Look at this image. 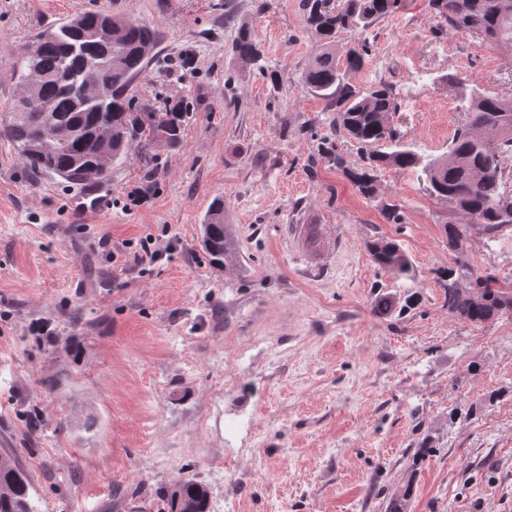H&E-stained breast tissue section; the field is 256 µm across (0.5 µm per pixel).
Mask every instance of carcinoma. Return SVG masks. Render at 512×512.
<instances>
[{"label":"carcinoma","mask_w":512,"mask_h":512,"mask_svg":"<svg viewBox=\"0 0 512 512\" xmlns=\"http://www.w3.org/2000/svg\"><path fill=\"white\" fill-rule=\"evenodd\" d=\"M436 16L455 33L476 34L512 53V0H429ZM308 25L322 37V44L302 76L313 96L334 111L332 125L366 152V165L346 172L359 192L371 199L376 173L383 167L418 171L426 190L448 210L468 223L481 224L494 235L512 228V201L503 190L501 159L512 152V100L484 88H472L464 97L466 121L448 143V151L425 156L402 140L391 125L401 98L396 85L383 80L368 87L351 82L349 74L361 68L370 46L360 40L338 49L339 33H361L372 21L397 12L403 0H303ZM112 29L116 40L107 46L92 32ZM160 40L156 30L130 17L103 12L81 13L38 32L16 60L17 91L8 111L16 121L0 128V137L17 147L25 166L38 173L56 175L73 184L89 182L87 173L108 157L112 165L124 162L134 143L147 149L158 141L168 146L181 142L189 102L183 98L164 105L160 112H133L130 91L143 73L149 55ZM237 58L265 73L273 88L280 76L266 72L262 54L250 31L239 30ZM100 57V77L111 88L110 96L81 105L77 91L87 74V61ZM38 73L36 89L49 110L30 112L24 105L27 78ZM204 248L219 267L237 265L231 225L224 223V202L214 203L203 224ZM373 262L401 277L413 265L395 239L375 237L366 242ZM468 278L473 288L458 287ZM490 273L473 271L460 262L445 274L443 288L448 309L471 323L481 324L503 313H512V290L497 287ZM27 473L11 460L0 462V512H36ZM412 485L390 502L389 512H407ZM204 486L184 480L170 492V512H209Z\"/></svg>","instance_id":"cac0c4a2"}]
</instances>
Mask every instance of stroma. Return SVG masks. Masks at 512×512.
<instances>
[{"label":"stroma","mask_w":512,"mask_h":512,"mask_svg":"<svg viewBox=\"0 0 512 512\" xmlns=\"http://www.w3.org/2000/svg\"><path fill=\"white\" fill-rule=\"evenodd\" d=\"M88 11L161 36L134 111L184 95L193 107L180 144L133 146L98 183L102 208L72 207L87 186L31 172L0 138V452L38 512H169L184 479L212 512H387L408 482L409 512H512V314L470 323L440 279L462 260L512 289V232L467 224L452 248L454 216L417 173L381 168L367 199L320 160L328 142L345 169L363 165L303 86L320 37L302 0H0V113L19 48ZM243 26L280 90L239 64ZM364 36L352 81L402 88L390 122L420 153L447 151L466 90L512 98V56L440 30L428 0ZM218 199L228 272L201 244ZM373 237L403 246L412 278L375 267ZM146 246L165 253L141 262ZM380 292L415 304L376 315ZM425 438L434 451L412 464Z\"/></svg>","instance_id":"obj_1"}]
</instances>
